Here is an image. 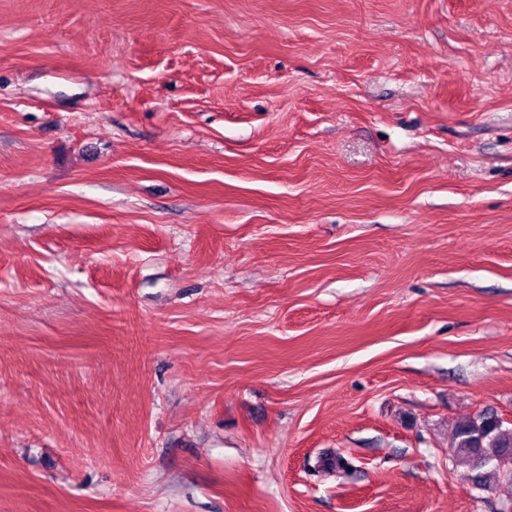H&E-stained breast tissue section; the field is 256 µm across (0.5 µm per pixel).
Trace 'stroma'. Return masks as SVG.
<instances>
[{"label":"stroma","mask_w":512,"mask_h":512,"mask_svg":"<svg viewBox=\"0 0 512 512\" xmlns=\"http://www.w3.org/2000/svg\"><path fill=\"white\" fill-rule=\"evenodd\" d=\"M482 413L512 0H0V512H512ZM499 422L497 427L492 415L484 413L458 422L452 432L450 446L457 459L478 471L473 481L480 488L490 476L512 485V430L504 426L512 423L502 417Z\"/></svg>","instance_id":"35a3bbf8"}]
</instances>
